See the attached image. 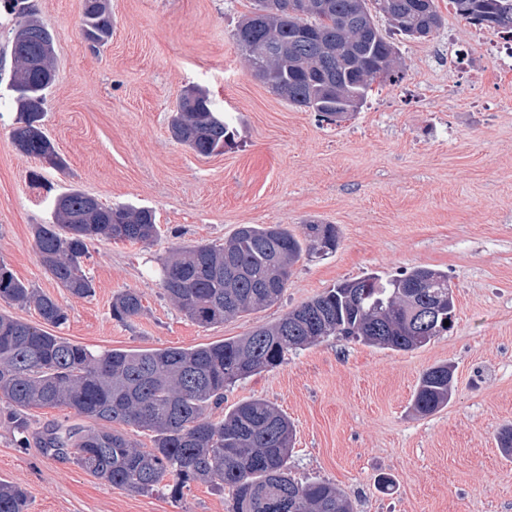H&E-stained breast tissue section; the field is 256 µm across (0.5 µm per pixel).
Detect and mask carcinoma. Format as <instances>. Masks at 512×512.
<instances>
[{"label": "carcinoma", "mask_w": 512, "mask_h": 512, "mask_svg": "<svg viewBox=\"0 0 512 512\" xmlns=\"http://www.w3.org/2000/svg\"><path fill=\"white\" fill-rule=\"evenodd\" d=\"M235 32L256 78L289 104L329 121L357 112L376 82L402 78L399 53L375 23L381 14L410 39L440 28L435 0H255ZM476 26L512 37V0H449ZM81 31L95 45L112 36L105 0H83ZM10 91L17 118L14 146L51 168L65 162L42 130V106L55 82L54 37L30 18L15 30ZM170 129L200 155L230 145L229 124L208 94H184ZM41 265L73 296L90 297L92 280L82 270L91 241L150 244L160 233L146 207L106 206L72 189L56 197L54 222L36 224ZM337 240L333 224L311 221L296 235L279 224H242L222 244L197 243L161 262L160 287L187 318L201 327L222 324L278 302L301 254H327ZM357 297L343 281L288 311L276 323L241 338L195 348L93 352L44 329L0 313V402L4 420L27 431L30 407H66L91 422L46 429L39 435L47 453L70 454L74 463L131 493L164 486L172 497L194 483H217L231 491L232 512H352L333 484L301 482L288 467L293 426L274 404L239 403L215 420L212 406L224 389L281 365L288 352L339 335L395 351L421 347L447 333L448 274L417 267L396 277L370 274L355 279ZM0 300L34 307L58 328L67 309L17 279L0 262ZM434 304L433 317L410 320L413 305ZM142 296L125 289L112 299V317L125 322L141 314ZM453 371L425 370L413 408L422 415L448 405ZM151 433L141 448L125 427ZM26 492L0 481V512H27Z\"/></svg>", "instance_id": "cac0c4a2"}]
</instances>
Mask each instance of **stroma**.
<instances>
[{
	"instance_id": "35a3bbf8",
	"label": "stroma",
	"mask_w": 512,
	"mask_h": 512,
	"mask_svg": "<svg viewBox=\"0 0 512 512\" xmlns=\"http://www.w3.org/2000/svg\"><path fill=\"white\" fill-rule=\"evenodd\" d=\"M30 2L54 34L43 124L66 166L51 169L11 142L20 19L1 12L0 261L67 307L56 335L97 352L194 348L276 322L344 280L440 270L455 302L447 334L410 351L324 337L227 387L211 414L252 399L278 406L294 426L293 476L335 483L353 512H512V454L497 441L512 424V64L484 53L496 31L469 24L448 0H437L442 25L423 40L377 17L403 78L374 85L358 112L327 124L252 76L234 32L253 0H107L112 37L96 47L81 35L82 0ZM191 86L232 121L223 153L199 155L171 135ZM71 188L107 206L151 208L161 229L149 245L93 241L88 298L45 272L32 233L53 222L55 195ZM310 221L336 225L339 244L301 256L278 303L201 327L164 296L169 252L223 243L242 224L296 232ZM128 288L144 310L120 322L112 298ZM441 363L454 370L451 400L420 415L419 378ZM27 421L22 435L0 420V480L25 489L28 512H231L226 489L132 494L44 452L37 434L75 423L68 408L32 407ZM382 474L394 480L385 493L375 486Z\"/></svg>"
}]
</instances>
